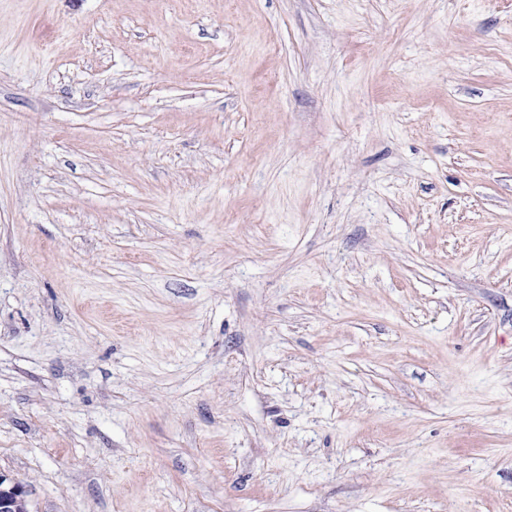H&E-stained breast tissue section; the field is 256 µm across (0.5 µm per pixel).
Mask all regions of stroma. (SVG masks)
Here are the masks:
<instances>
[{"instance_id": "obj_1", "label": "stroma", "mask_w": 512, "mask_h": 512, "mask_svg": "<svg viewBox=\"0 0 512 512\" xmlns=\"http://www.w3.org/2000/svg\"><path fill=\"white\" fill-rule=\"evenodd\" d=\"M0 476L512 512V0H0Z\"/></svg>"}]
</instances>
